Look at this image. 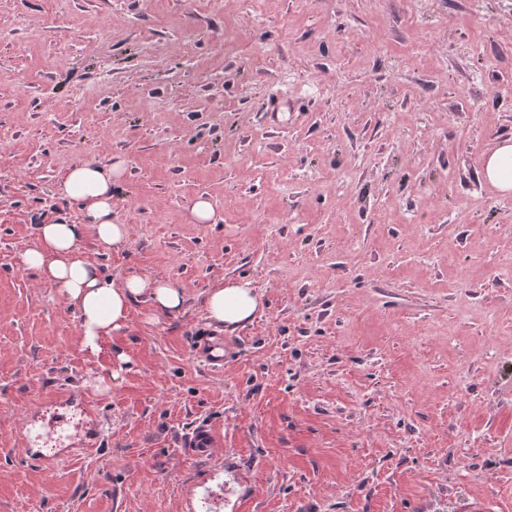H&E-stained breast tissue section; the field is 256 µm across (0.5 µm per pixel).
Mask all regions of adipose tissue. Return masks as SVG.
<instances>
[{
  "mask_svg": "<svg viewBox=\"0 0 512 512\" xmlns=\"http://www.w3.org/2000/svg\"><path fill=\"white\" fill-rule=\"evenodd\" d=\"M482 170L485 180L499 192H512L511 139L499 142L486 155ZM120 175L117 165L105 169L86 161L72 166L59 191L77 205L82 224L57 221L40 225L37 245L22 255L26 268L63 289L77 310L84 345L93 352L126 325L134 300L146 299L163 314L178 313L185 302L181 288L168 279L133 273L115 283L78 258L76 242L83 224H90L102 243L116 246L126 239L127 225L116 223L112 217L113 189ZM206 306L213 323L233 329L252 320L262 300L250 281L228 279L209 291Z\"/></svg>",
  "mask_w": 512,
  "mask_h": 512,
  "instance_id": "1",
  "label": "adipose tissue"
}]
</instances>
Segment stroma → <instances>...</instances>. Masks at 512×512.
<instances>
[{"instance_id": "1", "label": "stroma", "mask_w": 512, "mask_h": 512, "mask_svg": "<svg viewBox=\"0 0 512 512\" xmlns=\"http://www.w3.org/2000/svg\"><path fill=\"white\" fill-rule=\"evenodd\" d=\"M505 137L512 0H0V512H512V195L481 174ZM90 159L122 163L129 234L79 256L185 295L96 354L21 261L39 217L81 223L58 184ZM231 278L263 307L227 330ZM66 388L101 444L47 469L25 437L76 411L25 416ZM206 306L213 323L233 329L252 320L262 300L250 281L228 279L209 291ZM195 358L205 366L219 370L224 368V339L220 336H197L193 345ZM186 446L197 458L206 459L213 455L216 448H219V441L213 428L205 423L193 429L187 439Z\"/></svg>"}]
</instances>
